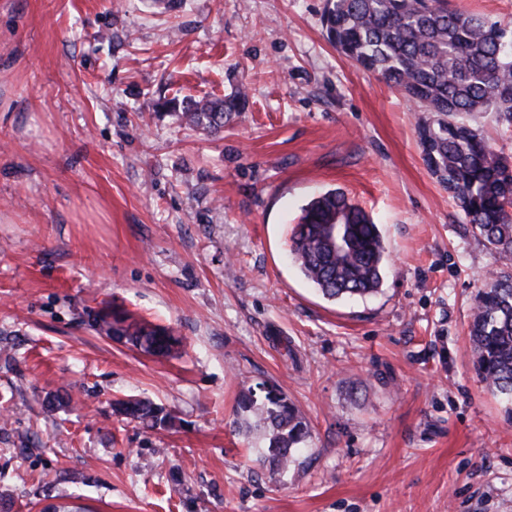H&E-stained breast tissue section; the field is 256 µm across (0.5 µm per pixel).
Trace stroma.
I'll use <instances>...</instances> for the list:
<instances>
[{"label":"stroma","instance_id":"obj_1","mask_svg":"<svg viewBox=\"0 0 512 512\" xmlns=\"http://www.w3.org/2000/svg\"><path fill=\"white\" fill-rule=\"evenodd\" d=\"M326 6L0 0L9 512H512V418L469 340L501 264L429 172L414 105L329 43ZM241 86L220 132L183 120ZM331 189L385 236L373 295L324 299L288 257L302 207ZM104 307L181 347L98 334ZM260 383L310 425L285 475L233 430ZM128 395L174 427L115 414Z\"/></svg>","mask_w":512,"mask_h":512}]
</instances>
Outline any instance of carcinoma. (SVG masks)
<instances>
[{"instance_id": "cac0c4a2", "label": "carcinoma", "mask_w": 512, "mask_h": 512, "mask_svg": "<svg viewBox=\"0 0 512 512\" xmlns=\"http://www.w3.org/2000/svg\"><path fill=\"white\" fill-rule=\"evenodd\" d=\"M323 26L336 50L416 105L427 168L501 262L475 296L469 336L478 377L512 417V156L491 150L479 129L487 115L512 128V31L450 9L448 0H330ZM245 99L240 90L229 99L198 101L185 116L217 131ZM291 254L328 300L377 292L389 263L381 229L341 190L321 193L303 208ZM90 326L149 354L167 355L181 344L171 329L128 314L100 311ZM115 410L152 428L173 421L171 412L139 396L117 400ZM233 428L252 437L259 461L281 474L296 464L310 436L288 397L265 384L241 391Z\"/></svg>"}]
</instances>
